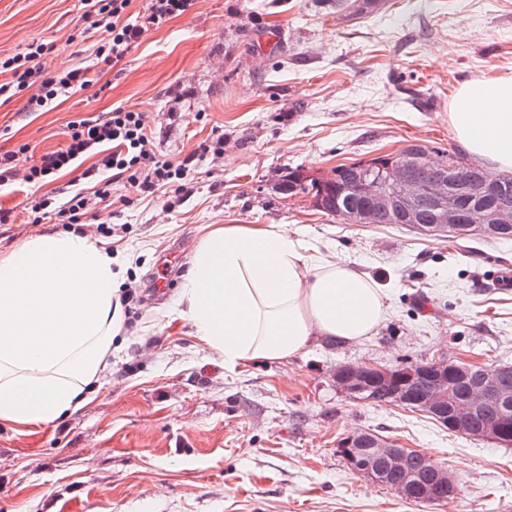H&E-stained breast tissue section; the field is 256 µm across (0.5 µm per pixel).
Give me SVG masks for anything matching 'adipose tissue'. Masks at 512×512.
<instances>
[{"label":"adipose tissue","mask_w":512,"mask_h":512,"mask_svg":"<svg viewBox=\"0 0 512 512\" xmlns=\"http://www.w3.org/2000/svg\"><path fill=\"white\" fill-rule=\"evenodd\" d=\"M466 155L512 172V74L478 76L448 101ZM110 254L78 231L38 232L0 256V421L47 426L93 394L123 330ZM178 315L225 365L281 362L323 339L348 344L384 322L385 294L355 265L317 263L274 224L211 228Z\"/></svg>","instance_id":"adipose-tissue-1"}]
</instances>
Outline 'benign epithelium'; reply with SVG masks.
Returning a JSON list of instances; mask_svg holds the SVG:
<instances>
[{
	"mask_svg": "<svg viewBox=\"0 0 512 512\" xmlns=\"http://www.w3.org/2000/svg\"><path fill=\"white\" fill-rule=\"evenodd\" d=\"M439 171L432 179L424 169ZM275 187L292 198L308 197L313 206L324 209L325 194L288 189V179L278 176ZM502 185L493 177L480 182L463 178L459 161L450 156L435 159L427 153L399 151L390 156L386 174L365 177L359 185L362 202L342 214L352 224L404 223L420 234L434 235L467 224L478 232L512 226V202L499 199ZM428 207L435 223H423L420 213ZM467 363H456L440 355L426 364L388 368L378 364L343 363L332 377L336 387L353 397H361L372 388H385L399 403L436 419L448 430L468 434L474 417L492 400L512 403V392L501 388L497 373L479 368L476 379L469 380ZM463 394L451 398L456 386ZM480 438L500 444H512V425L501 421L486 426ZM338 452L351 471L379 484L388 475L396 478L394 489L413 502H433L454 495L456 479L445 466L431 457L412 466V449L388 438H372L365 430H354L338 444Z\"/></svg>",
	"mask_w": 512,
	"mask_h": 512,
	"instance_id": "1",
	"label": "benign epithelium"
}]
</instances>
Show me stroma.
<instances>
[{
	"mask_svg": "<svg viewBox=\"0 0 512 512\" xmlns=\"http://www.w3.org/2000/svg\"><path fill=\"white\" fill-rule=\"evenodd\" d=\"M82 0H0V56L52 46L57 69L95 64ZM512 73V0H198L148 32L99 82L47 112L0 105V151L20 166L65 141L68 121L116 107L148 113L161 155L185 164L183 190L98 203L79 229L122 265L126 326L102 386L53 425L0 422V512H512V447L457 434L418 411L350 398L341 362L391 368L439 354L512 366V240H447L402 224H352L286 200L277 174H316L420 142L457 150L448 99L462 82ZM223 137L222 154L198 146ZM71 173L0 187V254L54 215ZM209 224H279L317 261H351L387 297L362 342H324L280 363L230 368L192 336L175 299ZM169 286L157 292L155 281ZM399 441L448 467L454 500L417 503L354 474L337 451L350 431Z\"/></svg>",
	"mask_w": 512,
	"mask_h": 512,
	"instance_id": "35a3bbf8",
	"label": "stroma"
}]
</instances>
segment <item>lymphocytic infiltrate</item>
Here are the masks:
<instances>
[{"instance_id": "f902f5d3", "label": "lymphocytic infiltrate", "mask_w": 512, "mask_h": 512, "mask_svg": "<svg viewBox=\"0 0 512 512\" xmlns=\"http://www.w3.org/2000/svg\"><path fill=\"white\" fill-rule=\"evenodd\" d=\"M134 0H84L81 16L88 30L100 33L95 57L98 62L118 65L153 29L190 13L197 0H145L141 9H133ZM50 47L44 43L30 44L25 52L0 56V100L25 99V109L40 112L69 98L76 91L97 83V74L90 67L64 71L52 69L48 56ZM62 147L40 155L27 168H20L21 155L29 145L0 154V186L45 183L49 178L73 169L80 159L98 156L97 170L111 172V179L95 180L94 171L84 170L83 178L93 183L91 193L77 192L64 205L54 206L52 198L39 197L31 204L35 214L54 210L63 224L79 223L88 211L90 198L108 203L115 209L127 204L126 196H114L112 182L125 180L140 193H154L167 188L179 193L184 174L183 165L163 159L153 148V136L146 113L118 107L107 119L94 117L69 121Z\"/></svg>"}]
</instances>
